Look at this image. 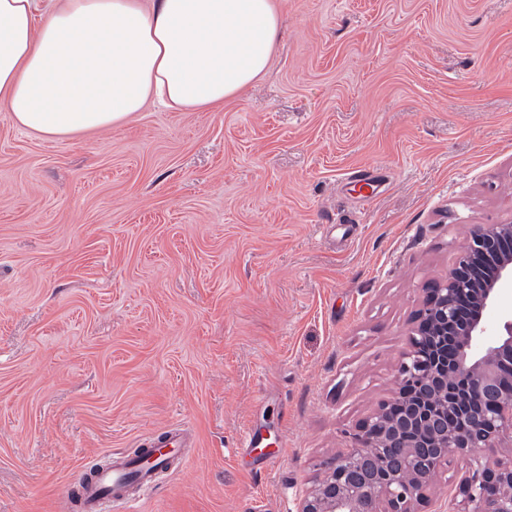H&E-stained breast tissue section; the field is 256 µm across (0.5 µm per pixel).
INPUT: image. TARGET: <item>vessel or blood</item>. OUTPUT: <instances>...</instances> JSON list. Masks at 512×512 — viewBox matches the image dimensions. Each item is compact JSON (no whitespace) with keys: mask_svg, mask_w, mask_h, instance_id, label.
<instances>
[{"mask_svg":"<svg viewBox=\"0 0 512 512\" xmlns=\"http://www.w3.org/2000/svg\"><path fill=\"white\" fill-rule=\"evenodd\" d=\"M192 436L187 428L176 424L151 438L145 451L153 460L161 461L176 454H184L192 447ZM156 474L138 461L114 454L111 463L92 473L77 487L73 496L80 512H104L105 503L121 505L123 512H136L134 500L127 495L130 483H138L144 492H152L156 486Z\"/></svg>","mask_w":512,"mask_h":512,"instance_id":"obj_1","label":"vessel or blood"}]
</instances>
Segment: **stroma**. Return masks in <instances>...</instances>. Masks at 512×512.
I'll return each mask as SVG.
<instances>
[{
  "label": "stroma",
  "mask_w": 512,
  "mask_h": 512,
  "mask_svg": "<svg viewBox=\"0 0 512 512\" xmlns=\"http://www.w3.org/2000/svg\"><path fill=\"white\" fill-rule=\"evenodd\" d=\"M275 5L221 110L52 140L0 110V512H75L180 422L139 512H292L471 225L512 224V0ZM185 448H193L192 436L187 428L180 424L172 425L165 432L151 438L142 448L143 453L150 454L153 462L164 460L179 454L182 461H188Z\"/></svg>",
  "instance_id": "35a3bbf8"
}]
</instances>
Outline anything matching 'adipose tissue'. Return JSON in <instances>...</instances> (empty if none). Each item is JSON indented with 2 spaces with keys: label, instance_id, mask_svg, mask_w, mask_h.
<instances>
[{
  "label": "adipose tissue",
  "instance_id": "adipose-tissue-1",
  "mask_svg": "<svg viewBox=\"0 0 512 512\" xmlns=\"http://www.w3.org/2000/svg\"><path fill=\"white\" fill-rule=\"evenodd\" d=\"M278 32L273 0H0V109L47 138L210 111L266 73Z\"/></svg>",
  "mask_w": 512,
  "mask_h": 512
}]
</instances>
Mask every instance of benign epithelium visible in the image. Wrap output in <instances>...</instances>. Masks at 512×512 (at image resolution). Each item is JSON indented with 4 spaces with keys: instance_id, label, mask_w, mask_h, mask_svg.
I'll return each instance as SVG.
<instances>
[{
    "instance_id": "obj_1",
    "label": "benign epithelium",
    "mask_w": 512,
    "mask_h": 512,
    "mask_svg": "<svg viewBox=\"0 0 512 512\" xmlns=\"http://www.w3.org/2000/svg\"><path fill=\"white\" fill-rule=\"evenodd\" d=\"M512 224H476L417 312L393 396L361 420L353 447L295 493L294 512H420L438 470L469 460L438 512H512ZM472 417L457 429L443 412ZM502 453L494 464L489 454Z\"/></svg>"
}]
</instances>
